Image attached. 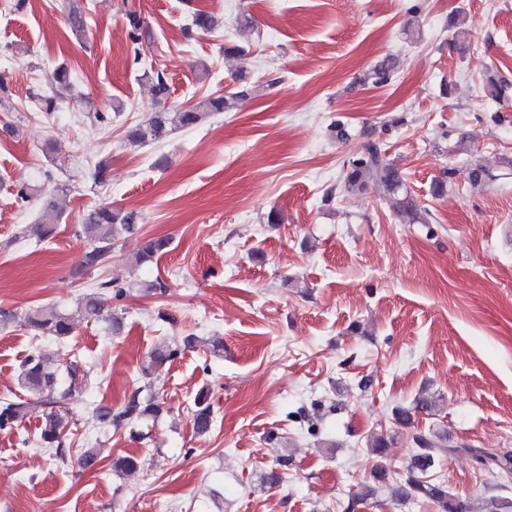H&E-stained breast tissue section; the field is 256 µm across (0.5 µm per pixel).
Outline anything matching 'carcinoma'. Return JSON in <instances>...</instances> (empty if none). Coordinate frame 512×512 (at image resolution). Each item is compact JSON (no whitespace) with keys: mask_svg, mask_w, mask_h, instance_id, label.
Wrapping results in <instances>:
<instances>
[{"mask_svg":"<svg viewBox=\"0 0 512 512\" xmlns=\"http://www.w3.org/2000/svg\"><path fill=\"white\" fill-rule=\"evenodd\" d=\"M126 17L129 26V40L133 45L134 62L140 63L142 53V39L145 29L140 14L128 9ZM192 25L208 32L216 27L215 18L201 10L191 12ZM395 70V63L387 58L377 63L371 71L372 79L376 84H384L391 80ZM151 81L154 98L161 102L167 100L170 85L162 71L144 73ZM509 83L488 71L486 72L484 91L491 98L497 100L502 97L503 91ZM248 90L241 89L229 91L218 96H209L196 104L171 111L153 112L150 117L128 134L129 143L133 146L146 143L159 142L172 132L201 124L214 112H227L236 107L239 101L247 98ZM29 104L39 112H52L56 108L57 98L53 95L35 93L30 96ZM372 182L383 189L386 196L393 202L394 212L413 223H429V210L415 203L408 194L404 180L400 173L390 165L385 156L375 145L368 146L365 151L344 163L343 172L326 193L324 201L330 202L339 194L351 193L364 188ZM137 216L133 212L115 210L103 205L89 213L86 222L80 225L79 235L88 242V249L82 254V265L96 268L106 263L112 256V247L125 233H132L136 228ZM170 242L166 238H158L147 242L144 251L138 255L137 261L144 260L165 252ZM77 316L95 321H112V315L104 314L96 294L85 295L77 309ZM74 317L48 311L44 308H35L25 313L24 326L37 336L63 339L71 331V322ZM180 350L176 341L167 342L152 349L144 361L143 371L150 375L162 368L172 360ZM21 386L27 392L36 396V404L45 407V424L40 433L41 445L52 452L58 459L64 460L70 454L62 438L64 413L70 399L69 392H57L56 373L49 370L42 358L38 355L29 356L24 365L21 376ZM193 422L200 433L209 431L213 421L211 405L208 402V391L201 390L194 400ZM30 402L22 400L5 399L0 401V430L12 429L18 426L30 412ZM160 408L155 403L142 402L138 395L132 398L117 411L107 408L101 417L110 421L117 429L131 426L146 415L155 414ZM415 445L410 462L405 472L395 480L392 494L401 502L415 499H426L434 502L438 512H468L466 507L448 497V491L438 483L426 479L427 472L435 461L447 454L458 451L444 442L443 436L435 432L416 433L412 436ZM479 463L505 477L512 475V455L502 456L486 452L480 448L464 447Z\"/></svg>","mask_w":512,"mask_h":512,"instance_id":"obj_1","label":"carcinoma"}]
</instances>
